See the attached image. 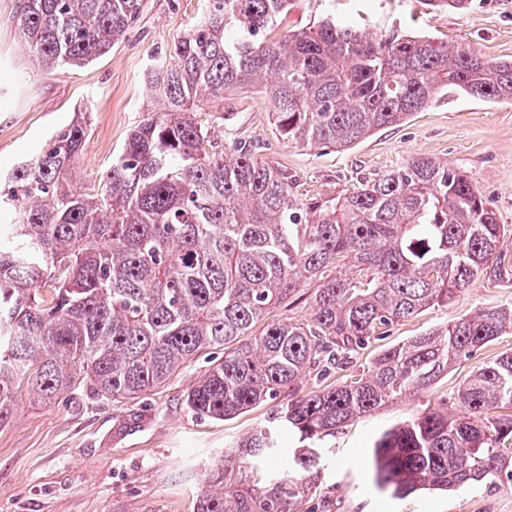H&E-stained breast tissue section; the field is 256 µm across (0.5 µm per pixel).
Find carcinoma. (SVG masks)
Wrapping results in <instances>:
<instances>
[{
  "label": "carcinoma",
  "mask_w": 512,
  "mask_h": 512,
  "mask_svg": "<svg viewBox=\"0 0 512 512\" xmlns=\"http://www.w3.org/2000/svg\"><path fill=\"white\" fill-rule=\"evenodd\" d=\"M143 2L17 0L12 19L52 72L109 53ZM292 2L206 0L197 26L147 72L159 109L134 127L96 193L72 180L81 118L0 190V428L23 395L44 405L78 389L137 398L207 349L224 356L187 393L192 413L226 419L278 402L224 450L196 512H312L303 502L318 490L327 438L512 335L511 306L481 308L381 350L341 384L294 392L477 277L511 281L504 225L467 175L425 156L334 203L294 199L288 177L250 147L224 154L196 110L260 85L279 137L345 150L458 94L512 101V61L397 29L369 34L330 14L269 41ZM312 282L310 319L250 334ZM371 457L376 484L397 497L511 486L512 350L464 380L453 402L384 432Z\"/></svg>",
  "instance_id": "cac0c4a2"
}]
</instances>
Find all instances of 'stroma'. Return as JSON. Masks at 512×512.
<instances>
[{
  "instance_id": "stroma-1",
  "label": "stroma",
  "mask_w": 512,
  "mask_h": 512,
  "mask_svg": "<svg viewBox=\"0 0 512 512\" xmlns=\"http://www.w3.org/2000/svg\"><path fill=\"white\" fill-rule=\"evenodd\" d=\"M16 0H0V175L37 152L75 113H87L77 184L97 189L101 174L130 131L154 104L145 73L201 19L204 0H145L127 38L89 65L46 74L23 47L11 22ZM381 34L398 27L436 41L463 43L492 60L512 61V0H471L468 11L435 14L422 0H293L277 28L284 34L323 11ZM225 145L247 141L257 158L286 172L295 198L336 201L417 156L465 171L508 233L512 249V102L458 95L413 113L346 150L299 146L275 133L267 96L247 93L209 104L197 114ZM512 305V283L476 278L448 303L392 324L383 339L354 358L366 369L374 354L477 308ZM512 335L489 343L429 390L389 402L339 429L320 483V497L339 512H512V486H463L448 493L390 497L370 476L368 452L386 430L442 398L502 351ZM218 355H197L142 398L110 401L77 390L52 405L19 400L0 428V512H194L203 475L225 448L265 422V403L225 420L185 406Z\"/></svg>"
}]
</instances>
